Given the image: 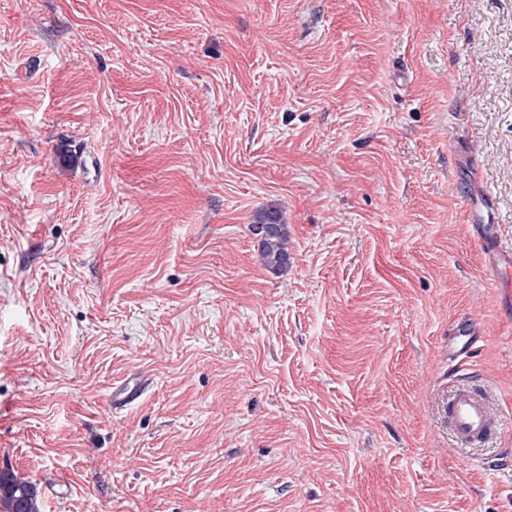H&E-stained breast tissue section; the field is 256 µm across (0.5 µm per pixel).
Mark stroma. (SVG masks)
Wrapping results in <instances>:
<instances>
[{
  "instance_id": "stroma-1",
  "label": "stroma",
  "mask_w": 512,
  "mask_h": 512,
  "mask_svg": "<svg viewBox=\"0 0 512 512\" xmlns=\"http://www.w3.org/2000/svg\"><path fill=\"white\" fill-rule=\"evenodd\" d=\"M484 208L512 250V0H0V472L64 475L41 512H512L432 408L468 311L512 412ZM254 223L251 230L258 238V252L264 265L276 272L285 271L291 258L283 213L277 208H265L256 215ZM151 383V376L145 372L135 371L119 386L112 388L108 403L113 412L121 411L135 403Z\"/></svg>"
}]
</instances>
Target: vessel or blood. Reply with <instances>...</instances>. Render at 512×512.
Segmentation results:
<instances>
[{
    "label": "vessel or blood",
    "mask_w": 512,
    "mask_h": 512,
    "mask_svg": "<svg viewBox=\"0 0 512 512\" xmlns=\"http://www.w3.org/2000/svg\"><path fill=\"white\" fill-rule=\"evenodd\" d=\"M479 233L492 256L486 272L498 285V297L512 302V254L499 252L496 237L487 224H480ZM485 341L486 330L479 317L469 312L456 316L448 326L449 364L455 366L472 357ZM150 382L149 374L137 371L113 387L108 398L112 411L135 403ZM438 413L447 422L456 442L464 447L484 446L492 435L503 432L507 421L503 409L475 382L457 386L451 396L442 398Z\"/></svg>",
    "instance_id": "obj_1"
}]
</instances>
